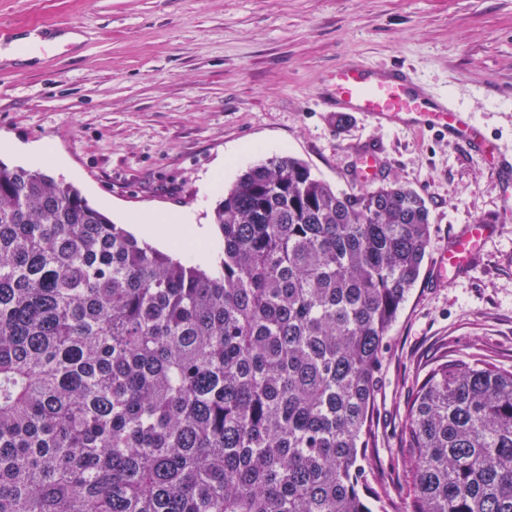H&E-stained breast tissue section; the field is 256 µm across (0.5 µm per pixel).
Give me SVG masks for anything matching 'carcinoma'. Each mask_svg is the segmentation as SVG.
Returning <instances> with one entry per match:
<instances>
[{
	"instance_id": "1",
	"label": "carcinoma",
	"mask_w": 512,
	"mask_h": 512,
	"mask_svg": "<svg viewBox=\"0 0 512 512\" xmlns=\"http://www.w3.org/2000/svg\"><path fill=\"white\" fill-rule=\"evenodd\" d=\"M214 224L206 270L0 160V512H376L370 409L425 198L275 156ZM402 445L404 512H512V370L438 357Z\"/></svg>"
}]
</instances>
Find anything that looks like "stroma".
<instances>
[{
  "instance_id": "stroma-1",
  "label": "stroma",
  "mask_w": 512,
  "mask_h": 512,
  "mask_svg": "<svg viewBox=\"0 0 512 512\" xmlns=\"http://www.w3.org/2000/svg\"><path fill=\"white\" fill-rule=\"evenodd\" d=\"M34 30L57 43L31 64L0 60V141L50 145L114 223L188 213L211 226L225 188L282 155L351 191L376 148L382 182L424 194L431 243L383 354L364 483L402 512L400 435L427 365L446 353L512 369V223L440 280L450 236L500 214L501 179L447 135L325 105L326 76L343 62L403 67L511 156L512 0H0V50ZM219 168L223 188L207 192Z\"/></svg>"
}]
</instances>
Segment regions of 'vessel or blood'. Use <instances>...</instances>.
<instances>
[{
  "label": "vessel or blood",
  "instance_id": "vessel-or-blood-1",
  "mask_svg": "<svg viewBox=\"0 0 512 512\" xmlns=\"http://www.w3.org/2000/svg\"><path fill=\"white\" fill-rule=\"evenodd\" d=\"M329 89L332 102L341 108L370 112L416 128L436 129L476 148L486 145L468 113L429 99L413 86L403 68L378 71L343 63L330 74ZM381 165L382 158L376 150L365 151L360 158V180H376ZM492 230L489 224H471L459 232L441 255L440 273L456 275L465 271L477 258L481 240Z\"/></svg>",
  "mask_w": 512,
  "mask_h": 512
}]
</instances>
